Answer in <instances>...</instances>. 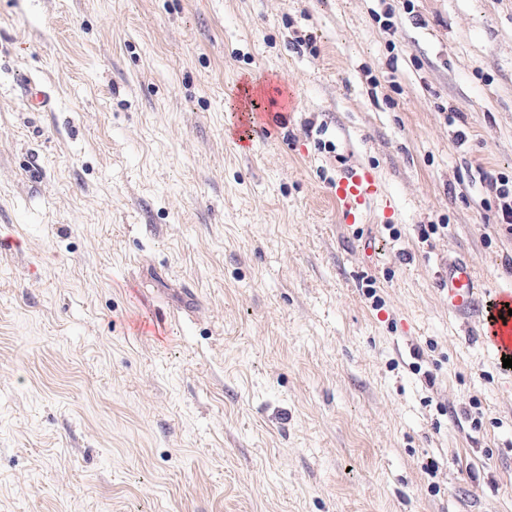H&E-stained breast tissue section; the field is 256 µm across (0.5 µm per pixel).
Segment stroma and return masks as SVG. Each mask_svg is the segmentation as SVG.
Returning a JSON list of instances; mask_svg holds the SVG:
<instances>
[{"instance_id":"1","label":"stroma","mask_w":512,"mask_h":512,"mask_svg":"<svg viewBox=\"0 0 512 512\" xmlns=\"http://www.w3.org/2000/svg\"><path fill=\"white\" fill-rule=\"evenodd\" d=\"M487 173L512 0H0V512H512ZM381 196L378 181L361 167L350 169L338 181L333 192L336 206L346 220L355 222L364 208ZM476 277L472 268L465 262L458 261L448 277V307L464 309L473 299Z\"/></svg>"}]
</instances>
